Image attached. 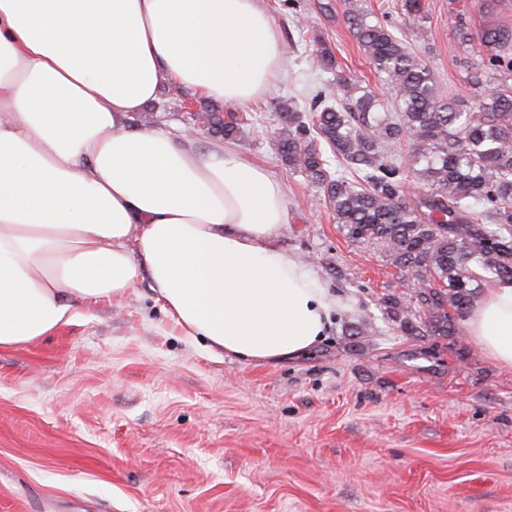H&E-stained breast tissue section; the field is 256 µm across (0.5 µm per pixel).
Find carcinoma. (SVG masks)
<instances>
[{"mask_svg": "<svg viewBox=\"0 0 512 512\" xmlns=\"http://www.w3.org/2000/svg\"><path fill=\"white\" fill-rule=\"evenodd\" d=\"M344 5L349 32L380 80L397 90L394 111L362 81L338 74L336 104L318 93L306 110L294 102L278 108L274 150L320 189L350 241L375 246L410 273L418 328L450 334L478 283L512 279V29L481 31L497 88L471 76L474 102L464 110L408 45L424 26L422 0H403L402 30L354 0ZM311 42L319 66L337 71L331 44L317 34ZM200 112L210 134L224 140L247 123L236 112ZM324 145L343 172L331 173Z\"/></svg>", "mask_w": 512, "mask_h": 512, "instance_id": "obj_1", "label": "carcinoma"}]
</instances>
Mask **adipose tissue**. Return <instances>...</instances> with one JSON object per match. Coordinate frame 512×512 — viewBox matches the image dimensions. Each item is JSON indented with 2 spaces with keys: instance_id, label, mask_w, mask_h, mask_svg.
<instances>
[{
  "instance_id": "ef3b65f1",
  "label": "adipose tissue",
  "mask_w": 512,
  "mask_h": 512,
  "mask_svg": "<svg viewBox=\"0 0 512 512\" xmlns=\"http://www.w3.org/2000/svg\"><path fill=\"white\" fill-rule=\"evenodd\" d=\"M281 53L261 0H0V348L144 276L212 356L275 363L325 338L343 300L278 246L281 183L234 144L132 124L167 83L248 104ZM464 326L512 370V280Z\"/></svg>"
}]
</instances>
